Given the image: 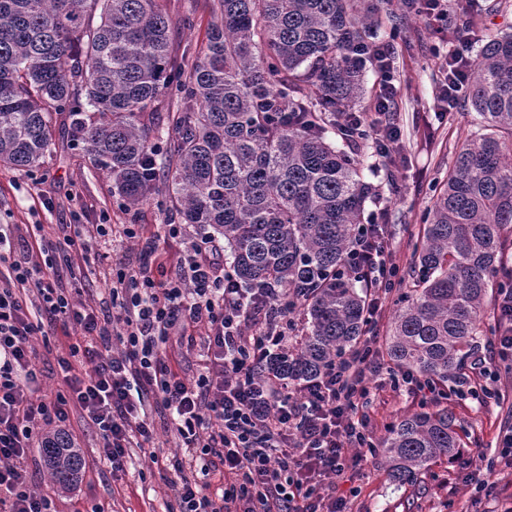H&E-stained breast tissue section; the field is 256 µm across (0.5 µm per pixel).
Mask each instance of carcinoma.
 <instances>
[{
	"instance_id": "cac0c4a2",
	"label": "carcinoma",
	"mask_w": 512,
	"mask_h": 512,
	"mask_svg": "<svg viewBox=\"0 0 512 512\" xmlns=\"http://www.w3.org/2000/svg\"><path fill=\"white\" fill-rule=\"evenodd\" d=\"M416 10L387 0H213L194 60L172 49L163 0H0V165L30 173L51 152L55 117L112 177L130 208L164 184L170 220L224 240L244 288H300L301 330L265 373L306 384L364 335L366 298L346 272L376 189L365 181L344 121L362 92L383 25ZM165 133L161 112L171 109ZM465 106L480 117L458 140L448 176L413 244L418 276L388 330L392 364L442 382L482 336L485 305L512 253V33L486 40L472 62ZM463 425L424 406L377 446L389 479L413 485L460 447ZM59 433L41 448L52 481L76 485L78 450Z\"/></svg>"
}]
</instances>
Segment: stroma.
I'll use <instances>...</instances> for the list:
<instances>
[{
	"label": "stroma",
	"instance_id": "obj_1",
	"mask_svg": "<svg viewBox=\"0 0 512 512\" xmlns=\"http://www.w3.org/2000/svg\"><path fill=\"white\" fill-rule=\"evenodd\" d=\"M164 5L176 23L175 52L195 55L212 20L210 0H164ZM479 7L486 13V22L483 30L469 36L468 50L473 55L489 36L512 32V0H480ZM375 40L391 45L400 77L391 118L401 132V155L393 163L367 156L364 171L366 181L380 193L369 210L385 213L388 240L396 250L398 273L391 298L385 303L390 314L396 298L408 291L416 277L410 242L422 230L435 184L448 172L454 144L474 130L475 124L467 110L441 111L439 64L455 45L453 35L433 34L419 15L400 33L381 28ZM53 142L43 166L33 173L0 166V225L40 224L55 235L63 224H82L90 232L103 223L146 224L156 232L168 223L172 202L167 192L152 194L138 207L127 208L114 193L108 174L74 145L63 122H56ZM50 342V352L41 353L37 360V386L43 395L65 388L56 356L66 338L58 330ZM501 384L506 398L497 404L465 406L448 399L449 411L466 428L463 445L478 442L490 447L500 428L512 424V373L502 372ZM419 408L415 396L393 390L386 381L374 383L368 407L373 441H380L391 424ZM68 429L84 458L82 478L70 492L57 491L39 448H31L28 455L32 484L55 501L58 512H73L80 503L102 505L105 512H165L169 502L166 482L146 449H133L131 465L123 476L116 477L107 465L98 462V433L80 413L71 412ZM441 478L446 481L442 488L437 485ZM353 483L358 495L351 500L352 512H495L498 505L496 496L477 494L474 486L461 483L444 459L433 464L430 474L414 485L395 487L378 462L358 471Z\"/></svg>",
	"mask_w": 512,
	"mask_h": 512
}]
</instances>
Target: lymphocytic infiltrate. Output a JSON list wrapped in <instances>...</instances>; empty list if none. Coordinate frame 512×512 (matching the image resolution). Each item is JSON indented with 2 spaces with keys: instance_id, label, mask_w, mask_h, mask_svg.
I'll list each match as a JSON object with an SVG mask.
<instances>
[{
  "instance_id": "f902f5d3",
  "label": "lymphocytic infiltrate",
  "mask_w": 512,
  "mask_h": 512,
  "mask_svg": "<svg viewBox=\"0 0 512 512\" xmlns=\"http://www.w3.org/2000/svg\"><path fill=\"white\" fill-rule=\"evenodd\" d=\"M62 231L58 240L31 241L20 227L0 229V512H57L30 483L28 450L48 427H65L75 408L96 427L99 459L115 472L124 471L131 447L155 440L147 404L169 411L179 450L151 461L170 474V512H347L348 496L337 488L372 446L365 409L373 377L388 375L430 404L449 395L479 405L503 397L498 367L512 361V288L498 291L497 334L450 385L382 364L370 336L297 386L264 372L296 342L294 302L274 287H241L213 238L167 225L164 236L184 245L171 276L161 238L135 225L100 224L92 239L80 224ZM99 242L112 251L106 316L74 301L61 272L88 262ZM394 259L372 225H360L348 265L366 289L369 326L382 316ZM49 322L69 333L58 359L67 389L36 398L34 361ZM174 336L199 347L194 376L176 370L167 352ZM455 458L471 466L463 483L484 488L494 467L512 468V426L499 431L495 456L475 447Z\"/></svg>"
}]
</instances>
